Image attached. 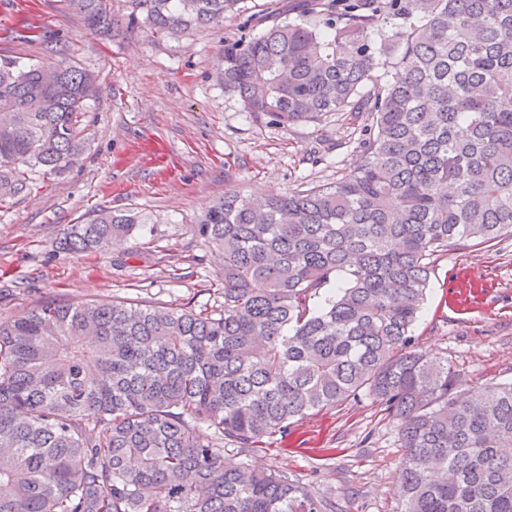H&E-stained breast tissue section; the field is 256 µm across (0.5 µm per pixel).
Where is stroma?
Here are the masks:
<instances>
[{"instance_id":"1","label":"stroma","mask_w":512,"mask_h":512,"mask_svg":"<svg viewBox=\"0 0 512 512\" xmlns=\"http://www.w3.org/2000/svg\"><path fill=\"white\" fill-rule=\"evenodd\" d=\"M111 7L114 28L96 35L68 0H0V59L47 64L57 45L99 81L83 158L0 205L2 322L47 303L91 300L220 310L224 289L197 220L226 190L325 184L358 158L350 114L283 129L253 121L225 94L214 68L237 18L170 39L129 24L131 0ZM105 208L143 222L107 250L61 249L67 225ZM413 334L418 350L457 366L467 393L512 380V236L435 256ZM281 445L251 464L332 494L345 512H398L396 422L372 398L309 415Z\"/></svg>"}]
</instances>
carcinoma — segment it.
<instances>
[{
  "instance_id": "1",
  "label": "carcinoma",
  "mask_w": 512,
  "mask_h": 512,
  "mask_svg": "<svg viewBox=\"0 0 512 512\" xmlns=\"http://www.w3.org/2000/svg\"><path fill=\"white\" fill-rule=\"evenodd\" d=\"M242 3L138 0L171 38ZM69 5L112 29L109 0ZM256 25L224 38V92L284 129L353 113L359 160L285 195L224 193L198 226L218 313L59 303L0 322V512H343L224 444L246 458L363 395L398 420L401 512H512V380L463 400L413 336L432 258L512 235V0H297ZM97 91L77 64L0 61V203L82 156ZM138 223L100 209L61 245L110 248Z\"/></svg>"
}]
</instances>
